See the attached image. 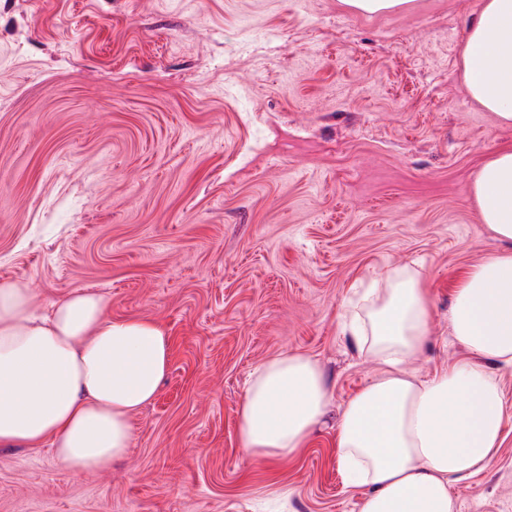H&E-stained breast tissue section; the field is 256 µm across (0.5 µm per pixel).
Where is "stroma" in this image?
Instances as JSON below:
<instances>
[{"label": "stroma", "mask_w": 512, "mask_h": 512, "mask_svg": "<svg viewBox=\"0 0 512 512\" xmlns=\"http://www.w3.org/2000/svg\"><path fill=\"white\" fill-rule=\"evenodd\" d=\"M484 0H0V280L146 317L173 356L110 470L0 447V512H360L333 422L379 363L342 332L355 288L417 271L427 379L463 357L451 289L500 243L470 185L512 124L463 84ZM313 356L325 426L278 465L238 435L252 371ZM457 512H512V421Z\"/></svg>", "instance_id": "obj_1"}]
</instances>
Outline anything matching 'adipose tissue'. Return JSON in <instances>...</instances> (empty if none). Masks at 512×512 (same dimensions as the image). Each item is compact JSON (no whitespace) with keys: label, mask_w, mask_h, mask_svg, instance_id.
Returning a JSON list of instances; mask_svg holds the SVG:
<instances>
[{"label":"adipose tissue","mask_w":512,"mask_h":512,"mask_svg":"<svg viewBox=\"0 0 512 512\" xmlns=\"http://www.w3.org/2000/svg\"><path fill=\"white\" fill-rule=\"evenodd\" d=\"M466 88L500 123L512 122V0H484L462 49ZM480 223L507 249L455 285L451 334L463 358L427 380L408 363L430 335L427 292L409 270L387 274L346 312L351 340L383 367L336 423L340 472L364 491L361 512H456L452 485L483 471L512 417L493 372L512 365V149L470 186ZM98 292L70 293L34 312L27 284L0 281V447L50 446L76 474L111 469L132 439L131 417L169 369L170 339L151 319H115ZM314 358L282 353L251 375L239 410L248 454L278 463L305 448L328 411Z\"/></svg>","instance_id":"ef3b65f1"}]
</instances>
